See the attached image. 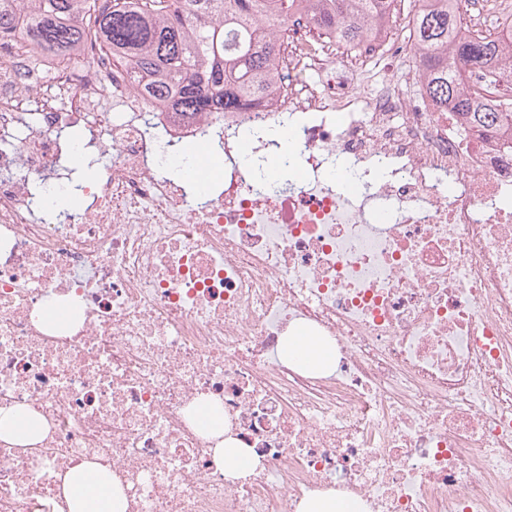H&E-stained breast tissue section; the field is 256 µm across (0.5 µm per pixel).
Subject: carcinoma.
I'll list each match as a JSON object with an SVG mask.
<instances>
[{"label":"carcinoma","instance_id":"cac0c4a2","mask_svg":"<svg viewBox=\"0 0 512 512\" xmlns=\"http://www.w3.org/2000/svg\"><path fill=\"white\" fill-rule=\"evenodd\" d=\"M97 0H0V33L13 27L17 14L47 51L77 54L85 32L60 19L88 17L90 31L112 50L115 62L151 78L154 97L168 93L182 112L235 109L266 91L275 75L281 44L257 35L255 14L269 10L286 29L296 0H110L99 10ZM313 31L322 36L336 29V43L354 45L363 27L379 29L390 21L392 0H307ZM436 10L421 8L410 29L422 48L418 63L430 77L429 92L450 98L468 123L491 127L512 115L486 108L465 92V72L503 58L512 33L461 34L460 0H444Z\"/></svg>","mask_w":512,"mask_h":512}]
</instances>
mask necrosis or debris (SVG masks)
<instances>
[{"label":"necrosis or debris","mask_w":512,"mask_h":512,"mask_svg":"<svg viewBox=\"0 0 512 512\" xmlns=\"http://www.w3.org/2000/svg\"><path fill=\"white\" fill-rule=\"evenodd\" d=\"M464 3L471 33L512 27V0ZM418 5L352 64L297 7L269 91L190 118L99 40L79 66L24 24L0 37V411L42 422L33 448L0 439V512H63L82 462L126 512H296L328 490L368 512H512V127L467 129L421 70L375 81L378 59L419 55ZM467 85L512 99L491 68ZM195 143L224 161L214 192L174 175ZM273 161L286 180L259 177ZM48 303L71 318L40 320ZM294 332L333 366L284 362ZM205 405L245 477L217 465Z\"/></svg>","instance_id":"1"}]
</instances>
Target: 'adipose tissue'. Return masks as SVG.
I'll list each match as a JSON object with an SVG mask.
<instances>
[{
    "instance_id": "obj_1",
    "label": "adipose tissue",
    "mask_w": 512,
    "mask_h": 512,
    "mask_svg": "<svg viewBox=\"0 0 512 512\" xmlns=\"http://www.w3.org/2000/svg\"><path fill=\"white\" fill-rule=\"evenodd\" d=\"M283 361L317 371L333 362L330 347L316 336L286 337L281 349ZM64 495L70 512H125L121 486L106 471L94 464L72 468L64 478Z\"/></svg>"
}]
</instances>
